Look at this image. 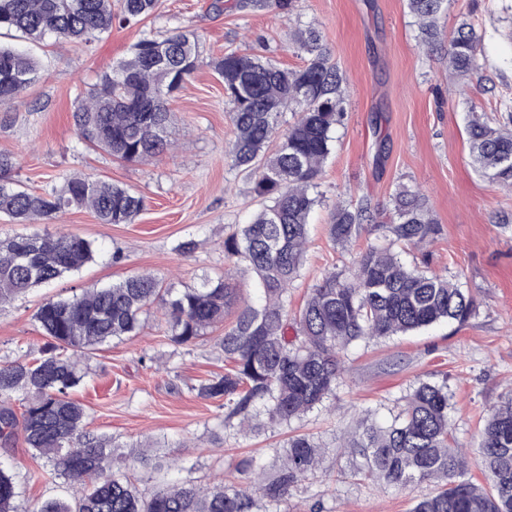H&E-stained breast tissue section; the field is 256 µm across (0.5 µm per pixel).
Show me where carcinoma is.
Masks as SVG:
<instances>
[{
	"label": "carcinoma",
	"instance_id": "cac0c4a2",
	"mask_svg": "<svg viewBox=\"0 0 512 512\" xmlns=\"http://www.w3.org/2000/svg\"><path fill=\"white\" fill-rule=\"evenodd\" d=\"M294 0H240L253 11L271 5L292 9ZM455 0H407L421 45L445 48L448 71L467 80L481 69V33L462 20L452 34L438 19ZM160 0H0V31H15L40 43L65 39L89 45L112 31L113 23H138L154 14ZM306 56L297 69L276 67L253 54L229 53L214 64L231 105L235 138L233 166L252 184L262 207L224 237V258L245 265L258 293L242 297L229 281L207 278L198 288L165 287L152 273H139L104 288L44 301L36 313L49 339L42 355L0 365V448L22 430L32 455L49 464L50 478L75 489L51 497L28 512H271L270 505L315 473L325 449L298 434L276 451L273 473L245 459L240 480L203 487L191 479H167L150 491L138 489L137 466L154 472L179 470L171 455L132 454L114 440L87 430L85 405L72 397L86 372L80 360L112 340L134 336L141 316L154 304L164 312L168 340L197 344L236 307L218 346L224 374L195 387L202 399L220 401L224 429L256 434L269 424L287 426L335 393L343 373L340 352L351 343L379 341L440 324H464L476 300L458 282L429 268L428 248L441 234L424 195L403 185L383 213L361 201L336 203L328 224L331 241L344 247L363 233L377 241L362 249L353 266L331 271L315 284L299 314L288 318V293L301 276L308 246V218L319 202L323 165L336 129L347 116L345 80L332 63L319 29L296 32ZM198 66L196 36L176 30L159 39L145 33L128 58L99 75L80 94L73 121L79 138L95 150L135 162L172 149L168 108L172 94ZM38 62L0 45V105L14 101L38 78ZM293 122L279 130L284 108ZM470 156L480 176L512 189V113L496 126L469 110ZM87 209L102 224H131L143 197L101 180L63 176L49 193L0 183V217L23 224L51 220L71 209ZM418 251L408 264L399 247ZM91 242L74 233L15 235L0 240V303L79 270L94 259ZM446 382L420 379L387 425L365 415L347 438L357 458L355 475L406 489L435 480L437 489L413 512H512V392L485 417L477 448L485 483L467 478L468 459L449 417ZM16 476L0 466V512H18Z\"/></svg>",
	"mask_w": 512,
	"mask_h": 512
}]
</instances>
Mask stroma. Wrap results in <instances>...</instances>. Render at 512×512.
<instances>
[{"label":"stroma","instance_id":"obj_1","mask_svg":"<svg viewBox=\"0 0 512 512\" xmlns=\"http://www.w3.org/2000/svg\"><path fill=\"white\" fill-rule=\"evenodd\" d=\"M235 2L162 0L154 15L114 25L89 47L47 40L36 51L39 80L0 105V156L13 160L7 173L12 182L41 193L58 187L60 174L89 175L144 197L131 224H102L85 209L33 224L0 219L1 239L71 232L96 250L94 261L80 270L0 304V364L40 356L45 338L35 315L46 298L143 271L177 288L225 276L243 296H256L251 274L224 259L225 234L248 222L259 203L250 183L231 168L234 128L213 64L237 51L282 68L301 67L305 57L295 50L294 35L314 25L346 79L348 117L324 164L322 198L309 216V248L290 290L289 312H297L317 281L350 265L365 245L361 239L345 249L332 244L327 226L336 202L367 198L381 207L405 184L425 195L441 227L431 248L432 269L458 277L477 301L475 314L460 326L352 343L342 354L345 372L335 396L257 437L225 430L218 401L194 391L201 380L224 371L216 345L223 325L194 347H178L167 339L156 307L144 314L137 335L98 347L74 396L87 407L88 430L128 445L165 447L181 458L185 477L211 486L235 479L242 459L268 467L290 436H314L327 449L323 463L279 504V512H410L434 484L398 490L360 480L341 442L358 413L389 422L399 399L425 379L447 381L449 416L459 442L469 447L483 417L512 388V233L496 223L500 213H512V194L475 172L466 134L470 105L491 123L512 109V0H456L441 15L444 30L464 14L483 33V68L465 83L449 72L441 51L422 47L407 0H297L290 11L272 6L258 12L238 10ZM177 29L196 33L200 66L169 102L173 149L159 160L129 163L84 144L72 118L77 96L125 58L143 33L162 37ZM191 238L199 248L180 255L177 245ZM0 462L12 465L24 503L69 493L45 478L42 460L23 438H16L11 453L0 451Z\"/></svg>","mask_w":512,"mask_h":512}]
</instances>
